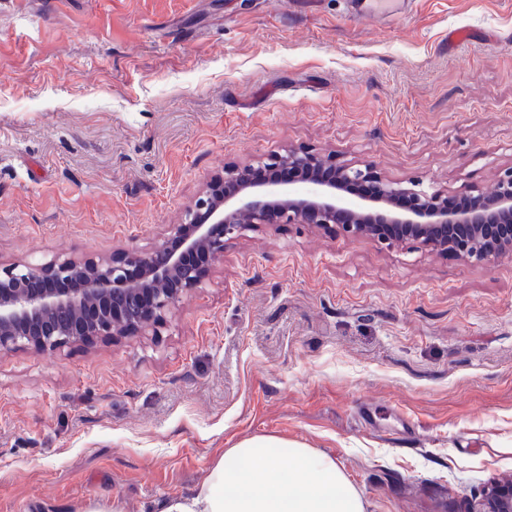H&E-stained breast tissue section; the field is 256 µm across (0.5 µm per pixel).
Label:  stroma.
<instances>
[{
	"instance_id": "35a3bbf8",
	"label": "stroma",
	"mask_w": 512,
	"mask_h": 512,
	"mask_svg": "<svg viewBox=\"0 0 512 512\" xmlns=\"http://www.w3.org/2000/svg\"><path fill=\"white\" fill-rule=\"evenodd\" d=\"M352 5L0 0V263L149 251L225 165L288 146L490 188L512 0ZM264 435L335 459L365 512L512 476V255L259 226L158 335L0 356V512H149Z\"/></svg>"
}]
</instances>
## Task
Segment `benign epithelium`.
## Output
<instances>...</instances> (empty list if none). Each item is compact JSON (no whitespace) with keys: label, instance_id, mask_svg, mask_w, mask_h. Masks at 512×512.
Wrapping results in <instances>:
<instances>
[{"label":"benign epithelium","instance_id":"1","mask_svg":"<svg viewBox=\"0 0 512 512\" xmlns=\"http://www.w3.org/2000/svg\"><path fill=\"white\" fill-rule=\"evenodd\" d=\"M257 163L268 170L262 181L251 178V164L224 166L149 252L0 265V355L156 331L200 287L201 269L187 255L210 265L227 240L261 224H308L388 246L413 240L476 264L512 254V166L491 192L450 209L446 193L389 180L372 163H338L294 148ZM288 170L298 177H283ZM462 512H512V477L491 483Z\"/></svg>","mask_w":512,"mask_h":512}]
</instances>
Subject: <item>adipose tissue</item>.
I'll return each instance as SVG.
<instances>
[{
    "label": "adipose tissue",
    "mask_w": 512,
    "mask_h": 512,
    "mask_svg": "<svg viewBox=\"0 0 512 512\" xmlns=\"http://www.w3.org/2000/svg\"><path fill=\"white\" fill-rule=\"evenodd\" d=\"M282 446L291 458L286 467L268 454ZM151 512H364V504L331 457L274 436H256L215 459L206 482L157 501Z\"/></svg>",
    "instance_id": "obj_1"
}]
</instances>
